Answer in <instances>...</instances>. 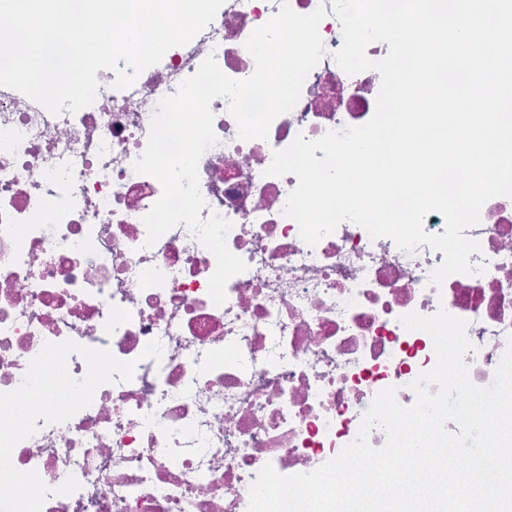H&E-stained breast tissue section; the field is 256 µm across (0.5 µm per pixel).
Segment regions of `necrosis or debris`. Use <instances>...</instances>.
Wrapping results in <instances>:
<instances>
[{"label":"necrosis or debris","instance_id":"1","mask_svg":"<svg viewBox=\"0 0 512 512\" xmlns=\"http://www.w3.org/2000/svg\"><path fill=\"white\" fill-rule=\"evenodd\" d=\"M285 1L303 15L331 2L225 0L132 87L98 71L95 103L75 113L52 115L0 86V392L20 385L47 341L137 363L131 381L100 387L91 406L15 447L17 469L51 487L70 475L81 484L43 512H247L265 464L292 475L329 461L386 387L413 403L410 383L435 363L430 336L400 322L413 311L442 306L467 320L470 379L493 380L512 336V198L489 199L466 231L481 245L469 260L486 272L439 288L428 278L442 252L408 253L351 222L312 248L283 213L298 180L267 175L274 152L375 112L381 77L339 67L334 14L319 24L324 56L267 138L240 139L227 100L210 105L219 142L198 164L201 214L232 222L227 245L248 265L227 282L226 303L211 301L216 260L188 229L145 247L143 218L162 186L133 164L156 103L210 55L229 77L251 76L244 43ZM154 339L162 359L142 358Z\"/></svg>","mask_w":512,"mask_h":512}]
</instances>
